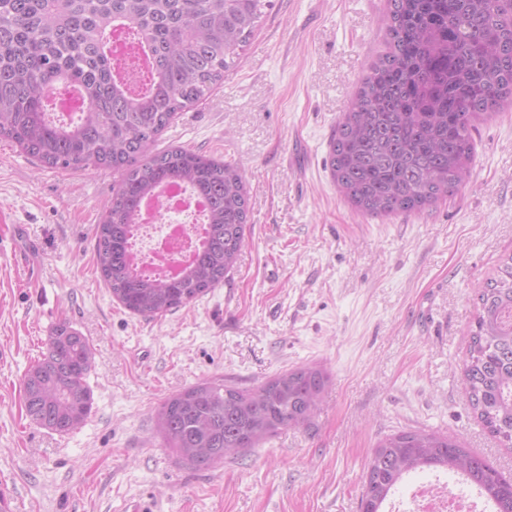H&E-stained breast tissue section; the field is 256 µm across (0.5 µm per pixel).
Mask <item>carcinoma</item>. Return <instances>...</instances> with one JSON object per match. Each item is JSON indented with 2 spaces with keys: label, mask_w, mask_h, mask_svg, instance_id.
<instances>
[{
  "label": "carcinoma",
  "mask_w": 512,
  "mask_h": 512,
  "mask_svg": "<svg viewBox=\"0 0 512 512\" xmlns=\"http://www.w3.org/2000/svg\"><path fill=\"white\" fill-rule=\"evenodd\" d=\"M265 0H0V138L50 168H108L120 183L96 227V264L130 313L163 316L224 283L244 246L248 199L236 164L182 147L151 153L173 117L202 102L236 66ZM387 51L350 99L329 142L330 173L344 199L372 218L419 212L454 198L475 163L476 122L512 101V9L503 0H387ZM143 58L112 55V35ZM70 89L86 108L51 117L52 94ZM186 185L206 202L202 246L171 279L149 273L134 237L145 201ZM477 313L462 362L469 405L512 448V255L477 286ZM89 340L58 323L26 371L22 405L32 423L68 434L92 408ZM330 382L307 365L243 390L196 383L156 413L172 453L212 467L287 427L309 424ZM460 475L512 512V476L449 435L385 436L372 450L359 512H381L412 472Z\"/></svg>",
  "instance_id": "carcinoma-1"
}]
</instances>
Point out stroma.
<instances>
[{
    "label": "stroma",
    "mask_w": 512,
    "mask_h": 512,
    "mask_svg": "<svg viewBox=\"0 0 512 512\" xmlns=\"http://www.w3.org/2000/svg\"><path fill=\"white\" fill-rule=\"evenodd\" d=\"M386 0H271L234 69L176 115L155 150L235 162L245 245L224 284L145 318L95 265L119 175L41 167L0 140V496L7 512H358L369 454L409 429L452 434L512 474L467 401L462 360L475 289L512 253V104L479 124L455 199L365 218L340 197L329 141L384 53ZM88 338L92 409L76 430L38 427L22 379L51 329ZM307 364L331 383L306 427L196 468L155 431L163 401L202 380L254 388Z\"/></svg>",
    "instance_id": "35a3bbf8"
}]
</instances>
